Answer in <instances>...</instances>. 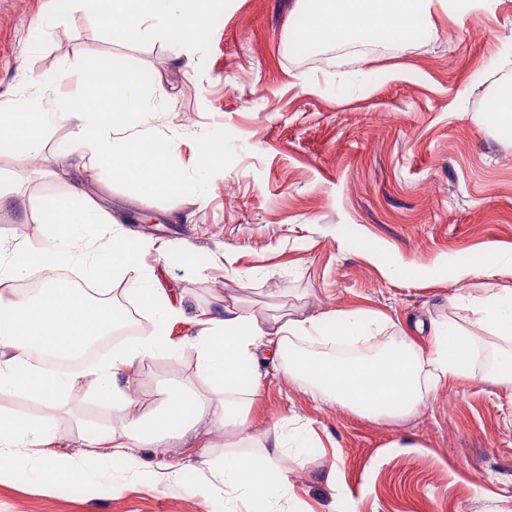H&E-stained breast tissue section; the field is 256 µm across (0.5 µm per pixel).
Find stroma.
<instances>
[{"label": "stroma", "instance_id": "1", "mask_svg": "<svg viewBox=\"0 0 512 512\" xmlns=\"http://www.w3.org/2000/svg\"><path fill=\"white\" fill-rule=\"evenodd\" d=\"M300 18L298 0H225L191 45L157 28L125 44L92 8L62 15L55 0H0V106L36 82L81 95L76 72L89 57L139 68L164 91L147 100L149 122L179 142L172 164L195 187L144 196L105 187L96 168L68 183L39 156L0 155V232L41 238L44 200L74 184L99 195L121 230L148 242L143 269L181 297L178 341L236 298L259 316L368 309L408 331L447 317L457 268L479 249L512 251V135L487 109L512 86V0L464 15L452 4L435 12L436 37L329 45L322 62L287 42ZM210 139L223 140V162L202 171L196 153ZM181 245L203 263L169 259ZM390 261L401 278L383 274ZM162 364L132 374L144 409L172 376ZM261 372L253 425L294 416L329 440L285 459L292 512H512V385L451 379L413 417L373 420L318 403L271 364ZM81 419L112 416L79 391L57 412L56 450L91 480L1 478L0 512H224L223 499L170 485L152 451L122 471L103 463L110 446L86 459Z\"/></svg>", "mask_w": 512, "mask_h": 512}]
</instances>
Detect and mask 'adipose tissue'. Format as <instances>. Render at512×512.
<instances>
[{
    "label": "adipose tissue",
    "mask_w": 512,
    "mask_h": 512,
    "mask_svg": "<svg viewBox=\"0 0 512 512\" xmlns=\"http://www.w3.org/2000/svg\"><path fill=\"white\" fill-rule=\"evenodd\" d=\"M214 0H59L69 11L91 4L113 40L135 41L160 24L172 43L193 42ZM446 0H319L301 38L313 43L390 39L411 29L437 33L435 6ZM92 90L91 105L67 102L33 84L0 109V154L39 152L48 129L67 125L70 138L59 156L76 165L105 168L108 181L136 185L141 193L182 197L187 177L172 168L176 140L157 134L139 119L143 77L134 68L104 69L86 60L80 70ZM44 238L15 242L0 234V395L39 403L43 412L23 418L0 411V476L52 484L85 482L87 471L68 457H42L29 467L20 451L50 444L55 412L68 393L82 389L112 412L105 428L81 422L87 456L111 442L108 462L122 469L143 448L173 441L189 445L215 434L227 435L221 454L197 449L195 464L177 467L156 459L158 470L178 485L195 483L200 471L212 479L200 492L224 499V512H288L291 475L281 461L288 453L314 448L318 435L305 423L283 418L272 429L253 430L249 420L260 391L262 363H279L285 379L315 400L338 405L371 419H396L418 412L429 392L451 378H472L481 336L495 341L496 358L485 380L512 384V284L460 295L455 316L429 319L424 346L389 337L385 315L345 309L303 318L258 317L237 303L207 314L187 346L175 344L172 326L183 317L169 289L154 276L138 279V306L152 312L146 333L128 337L111 357L85 372H54L39 356L77 357L113 330L119 316L112 305L54 278V271L80 267L90 283L125 278L140 268L139 237L113 231L112 218L79 187L43 202ZM45 279L31 297L16 296L7 284L33 272ZM196 358L194 383L171 382L160 404L133 411L128 375L145 358H176L183 349Z\"/></svg>",
    "instance_id": "ef3b65f1"
}]
</instances>
